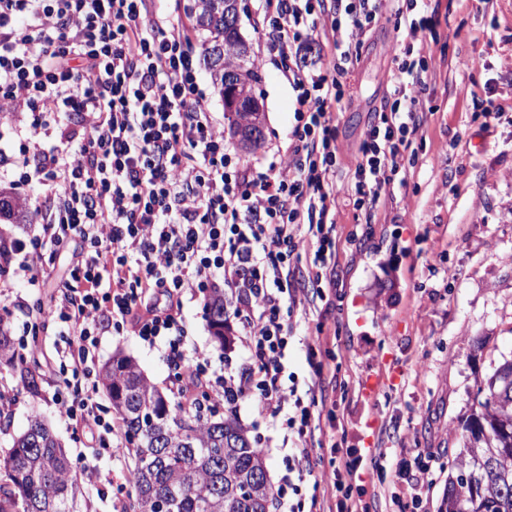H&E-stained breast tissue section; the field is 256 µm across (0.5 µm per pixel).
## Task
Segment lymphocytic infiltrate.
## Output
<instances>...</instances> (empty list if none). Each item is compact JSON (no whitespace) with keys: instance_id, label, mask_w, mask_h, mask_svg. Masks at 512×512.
Segmentation results:
<instances>
[{"instance_id":"1","label":"lymphocytic infiltrate","mask_w":512,"mask_h":512,"mask_svg":"<svg viewBox=\"0 0 512 512\" xmlns=\"http://www.w3.org/2000/svg\"><path fill=\"white\" fill-rule=\"evenodd\" d=\"M258 2L270 56L296 93L287 154H230L224 123L198 82L189 29L156 0H0V113H29L33 138L71 119L81 126L50 147L21 149L15 160L27 179L53 191L48 207L32 213L41 233L24 245L29 286H40L61 249L72 250L57 302L39 312L65 338L54 393L60 414L100 431L99 448L119 455L115 423L95 399L108 323L163 343L168 360L187 368L172 387L191 400L206 368L203 353L187 350L183 299L206 291L223 270L247 358L240 372L216 378L214 399L253 394L284 431L289 452L273 512H325L320 485L309 480L307 443L335 422L318 409L322 362L304 381L288 371L291 318L336 285L337 196L371 216L418 162L413 137L424 121L418 88L426 64L412 40L433 19L422 0ZM386 13L407 24L403 56L340 184L335 112L363 37ZM322 17L330 59L298 69ZM307 244L313 258L304 273ZM330 451L336 512H370L344 491L346 479L361 478L362 457L336 440Z\"/></svg>"}]
</instances>
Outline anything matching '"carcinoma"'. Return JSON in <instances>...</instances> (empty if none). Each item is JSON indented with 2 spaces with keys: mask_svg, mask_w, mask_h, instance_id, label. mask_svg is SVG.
<instances>
[{
  "mask_svg": "<svg viewBox=\"0 0 512 512\" xmlns=\"http://www.w3.org/2000/svg\"><path fill=\"white\" fill-rule=\"evenodd\" d=\"M195 26L207 31L204 57L221 94L224 67L239 60L244 41L224 27V0H190ZM26 203L0 191V217H24ZM212 338L219 346L229 340L224 292L215 288L204 303ZM20 371L22 381L37 388L26 360L15 353L4 317L0 316V362ZM100 381L116 413L125 449L134 458V494L123 512H271L272 486L254 482L266 472L263 452L235 418L181 408L174 413L164 394L143 375L130 357L117 353L106 362ZM489 395L478 402L466 429L471 434L472 466L468 478H449L444 512H512V359L494 371ZM0 512H69L75 495L72 464L50 426L30 416L26 429L0 458Z\"/></svg>",
  "mask_w": 512,
  "mask_h": 512,
  "instance_id": "1",
  "label": "carcinoma"
}]
</instances>
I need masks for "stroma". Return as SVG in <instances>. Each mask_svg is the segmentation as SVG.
Returning a JSON list of instances; mask_svg holds the SVG:
<instances>
[{"label":"stroma","mask_w":512,"mask_h":512,"mask_svg":"<svg viewBox=\"0 0 512 512\" xmlns=\"http://www.w3.org/2000/svg\"><path fill=\"white\" fill-rule=\"evenodd\" d=\"M436 24L418 34L415 48L429 62L420 98L428 109L416 134L419 162L406 186L395 187L377 211L365 245H351L358 225L351 206L336 201V263L340 301L311 303L294 321L288 369L310 376L309 351L330 352L331 368L346 379V393H330L325 412L343 428L344 447L382 449L384 472H370L353 497L371 512H393L392 493L401 485L397 459L425 455L433 472L429 512H440L448 479L468 463L464 428L477 389L504 360L512 358V0H431ZM240 33L262 81L257 93L265 124L254 155L287 149L294 125L296 94L270 61L256 0H240ZM392 26L380 23L367 34L347 76V94L336 116L342 166L350 168L372 112L378 109L396 68L387 43ZM493 99L505 122L485 129L471 115ZM30 116L0 119V189L13 191L29 207L45 204L49 187L23 181L13 160ZM39 230L30 219L0 220V313L13 329L32 315L37 300L54 301L56 286L69 274L57 256L51 278L29 287L19 269L15 243ZM188 346L209 354L214 374L234 373L243 362L239 340L219 347L204 317L203 300H185ZM64 344L56 324H46L38 347L26 358L38 374V388L23 387L18 371L0 365V392L10 397L0 426V456L37 414L68 450L75 471L89 468L101 482L82 484L73 512H122L127 492L118 491L130 456L100 452L92 428L61 417L53 400L56 366ZM132 357L144 376L168 391L173 367L160 347L131 334L103 336L100 361L116 353ZM374 394L365 389L372 381ZM237 417L264 454L271 485L284 468L282 431L260 415L253 396L239 400Z\"/></svg>","instance_id":"obj_1"}]
</instances>
